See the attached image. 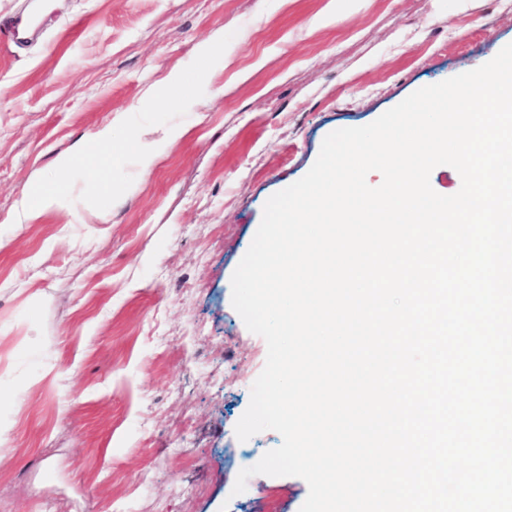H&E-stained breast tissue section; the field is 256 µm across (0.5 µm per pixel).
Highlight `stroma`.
<instances>
[{
	"mask_svg": "<svg viewBox=\"0 0 512 512\" xmlns=\"http://www.w3.org/2000/svg\"><path fill=\"white\" fill-rule=\"evenodd\" d=\"M0 0V512H299L282 443L235 425L265 340L231 277L331 132L512 43V0ZM205 94L98 219L18 202L223 36Z\"/></svg>",
	"mask_w": 512,
	"mask_h": 512,
	"instance_id": "obj_1",
	"label": "stroma"
}]
</instances>
